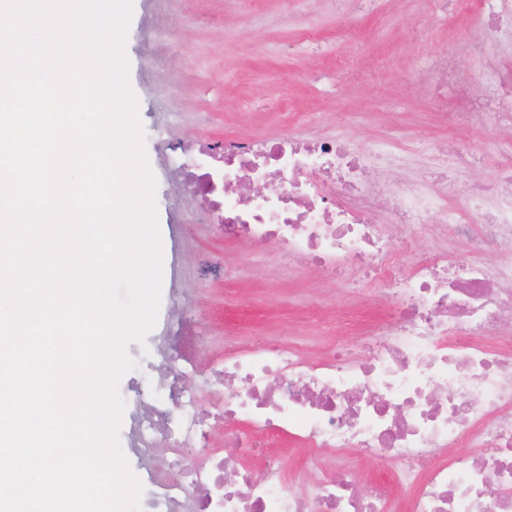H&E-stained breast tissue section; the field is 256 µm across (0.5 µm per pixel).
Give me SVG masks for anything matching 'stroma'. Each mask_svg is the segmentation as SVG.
I'll return each mask as SVG.
<instances>
[{
	"mask_svg": "<svg viewBox=\"0 0 512 512\" xmlns=\"http://www.w3.org/2000/svg\"><path fill=\"white\" fill-rule=\"evenodd\" d=\"M480 17L472 0H451L444 12L427 0H377L352 28L337 0H181L167 32L179 48L155 59L150 50L159 34L146 20L144 0H134L126 53L149 133L147 154L155 156L159 139L277 138L306 112L309 135L347 134L370 165L380 164L383 146L404 150L406 163L389 170L391 182L429 181L447 157L449 138L481 134L449 122L452 95L424 90L414 74L427 59L452 52L483 94L496 65L512 64V43L487 40ZM291 43L296 51L286 52ZM152 171L164 255L158 323L186 314L207 331L199 365L222 359L225 342L271 335L311 357L334 312L356 309L368 319L385 309L384 287L362 276L333 282L273 250L225 244L197 223L193 200L172 212L169 176L157 165ZM425 254L474 256L471 241L445 227L426 232L409 252ZM185 270L196 278L184 303L170 288Z\"/></svg>",
	"mask_w": 512,
	"mask_h": 512,
	"instance_id": "1",
	"label": "stroma"
}]
</instances>
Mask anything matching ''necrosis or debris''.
Segmentation results:
<instances>
[{"instance_id":"4bbe7bcc","label":"necrosis or debris","mask_w":512,"mask_h":512,"mask_svg":"<svg viewBox=\"0 0 512 512\" xmlns=\"http://www.w3.org/2000/svg\"><path fill=\"white\" fill-rule=\"evenodd\" d=\"M420 78L452 87L483 134L512 127L511 68L496 71L481 108L454 54L436 55ZM491 161L493 186L472 184L450 207L447 170L434 171L426 190L413 180L389 185L342 134L296 128L273 142H167L161 165L225 239L274 247L330 276L362 273L385 287L390 305L358 353L332 347L308 359L275 338L225 349L205 403L182 380L207 338L190 317L169 324L159 344L178 345V359L133 371L153 378L151 409L134 420L129 446L147 458L165 453L163 469L142 483L141 512H393L397 486L412 491L406 512H512V151ZM384 200L408 242L433 224L461 237L478 224L483 248L501 260L405 266L376 222ZM219 426L234 457L210 446ZM292 441L308 450L298 491L285 476ZM447 448L455 456L440 458ZM328 452L339 459L326 466ZM363 459L394 462L392 481H363Z\"/></svg>"}]
</instances>
